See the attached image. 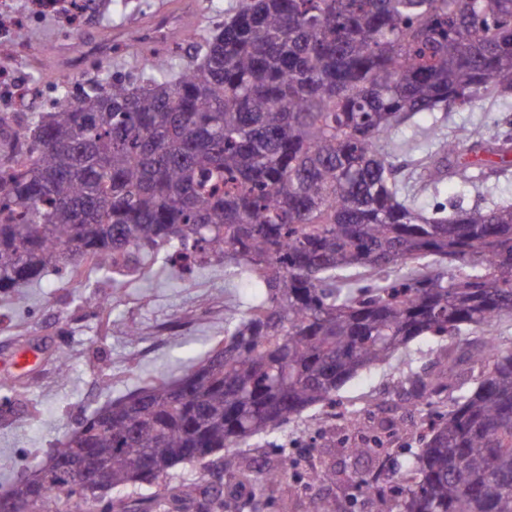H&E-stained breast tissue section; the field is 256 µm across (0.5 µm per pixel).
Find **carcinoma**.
I'll return each instance as SVG.
<instances>
[{
	"label": "carcinoma",
	"instance_id": "cac0c4a2",
	"mask_svg": "<svg viewBox=\"0 0 512 512\" xmlns=\"http://www.w3.org/2000/svg\"><path fill=\"white\" fill-rule=\"evenodd\" d=\"M21 132L0 164V294L82 260L118 288L171 247L215 254L263 290L224 345L174 381L113 400L16 481L22 512H103L179 468L220 460L239 483L288 489L293 459L258 471L236 451L420 336L455 341L394 388L433 412L376 512H512V201L428 211L404 192L393 131L420 112L512 96V0H243L196 39L189 66L91 81ZM507 162L475 130L426 156L430 185L469 178L468 155ZM218 512H250L234 495Z\"/></svg>",
	"mask_w": 512,
	"mask_h": 512
}]
</instances>
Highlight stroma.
Masks as SVG:
<instances>
[{
	"label": "stroma",
	"mask_w": 512,
	"mask_h": 512,
	"mask_svg": "<svg viewBox=\"0 0 512 512\" xmlns=\"http://www.w3.org/2000/svg\"><path fill=\"white\" fill-rule=\"evenodd\" d=\"M239 0H128L107 11L94 12L84 30L66 25L53 15H33L30 0H12L18 18L16 39L27 54L14 71L30 84H42L47 64L62 69L92 41L109 37V53L88 57L89 68L71 76L70 89L80 92L89 80H112L136 70L137 56L129 44L143 32L149 18L176 11L184 23L206 32L217 13L232 11ZM512 139V107L480 101L462 111L422 112L394 131L396 142L407 144L399 159L402 176H411L418 160L434 148L428 139L437 131L447 139H464L473 129ZM497 199L512 200V165L497 161L477 168L474 182L451 180L438 191L419 193L423 207L442 205L471 208ZM255 290L246 277L225 278L224 261L215 257L190 270L173 269L165 259L146 267L143 275L113 288L98 269L62 279L50 274L40 285L0 294V377L10 387L0 388V457L16 464L11 474H0V495L17 478L34 472L51 449L85 417L113 399L123 397L158 378L173 380L183 373L184 358L203 356L224 340L231 312H245ZM69 354L68 376H60L56 356ZM443 352L440 344L421 337L389 364L360 372L339 392L353 420V434L364 436L383 420L399 426L390 444L359 457L348 450V436L339 431L317 433L320 414L313 408L274 437H255L242 448L243 456L277 465L289 452L307 465L333 470L335 480L309 484L290 480L289 494L272 489L257 497L258 512H309L314 498L330 499L336 512H374L375 493L356 482L359 474L391 470L393 460L418 448L420 418L405 411V393L392 383L404 375L421 373ZM195 481L200 493L213 501L239 493L234 478L220 462L205 469L176 470L158 485L124 496L121 512H154L151 497L169 487Z\"/></svg>",
	"instance_id": "stroma-1"
}]
</instances>
